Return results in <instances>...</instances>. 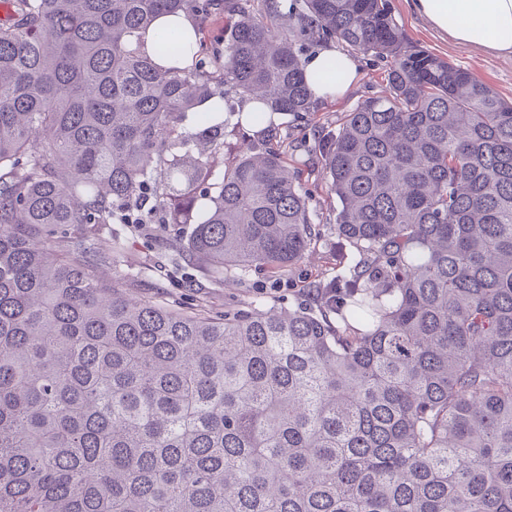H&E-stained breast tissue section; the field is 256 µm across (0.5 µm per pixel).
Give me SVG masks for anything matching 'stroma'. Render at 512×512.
<instances>
[{
  "instance_id": "stroma-1",
  "label": "stroma",
  "mask_w": 512,
  "mask_h": 512,
  "mask_svg": "<svg viewBox=\"0 0 512 512\" xmlns=\"http://www.w3.org/2000/svg\"><path fill=\"white\" fill-rule=\"evenodd\" d=\"M389 7L411 41L447 58L488 84L504 99L512 100V58L496 57L443 40L412 13L406 0H389ZM358 61L361 66L358 84L340 100L322 101L313 120L314 126L333 123L340 112L366 98L386 93L385 61L364 55L359 56ZM189 233L185 225L150 224L139 230L129 224H107L100 231L104 247L98 250L95 261L105 273L125 280L132 295L150 300L161 297L186 301L219 311L229 303L250 302L284 308L295 299L302 281L333 273L334 257L313 254L277 277L263 269H248L242 272L239 286L227 288L212 281L197 265L178 258L176 248L185 243ZM114 239L123 242L122 249L116 252L109 247Z\"/></svg>"
}]
</instances>
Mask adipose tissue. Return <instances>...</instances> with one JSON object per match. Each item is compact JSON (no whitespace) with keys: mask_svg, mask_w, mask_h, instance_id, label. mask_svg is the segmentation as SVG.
<instances>
[{"mask_svg":"<svg viewBox=\"0 0 512 512\" xmlns=\"http://www.w3.org/2000/svg\"><path fill=\"white\" fill-rule=\"evenodd\" d=\"M410 7L442 38L512 58V0H411ZM335 54L334 48L324 47L306 63L309 86L317 99H341L360 78L358 60L344 53L336 54L345 67L343 78L331 83L318 81L325 59Z\"/></svg>","mask_w":512,"mask_h":512,"instance_id":"obj_1","label":"adipose tissue"}]
</instances>
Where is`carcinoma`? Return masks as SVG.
<instances>
[{
	"instance_id": "cac0c4a2",
	"label": "carcinoma",
	"mask_w": 512,
	"mask_h": 512,
	"mask_svg": "<svg viewBox=\"0 0 512 512\" xmlns=\"http://www.w3.org/2000/svg\"><path fill=\"white\" fill-rule=\"evenodd\" d=\"M3 2L0 512H512V103L387 0ZM216 9L185 67L180 29L133 47ZM332 40L388 94L294 136ZM118 223L192 225L226 284L315 247L336 276L286 310L135 300L90 269ZM169 28H179L186 32L195 41V27L192 19L184 13L167 14L160 16L155 21L154 28L148 29L146 32H140L136 38V43H141V48L148 54L152 51V43L154 42L158 33Z\"/></svg>"
}]
</instances>
